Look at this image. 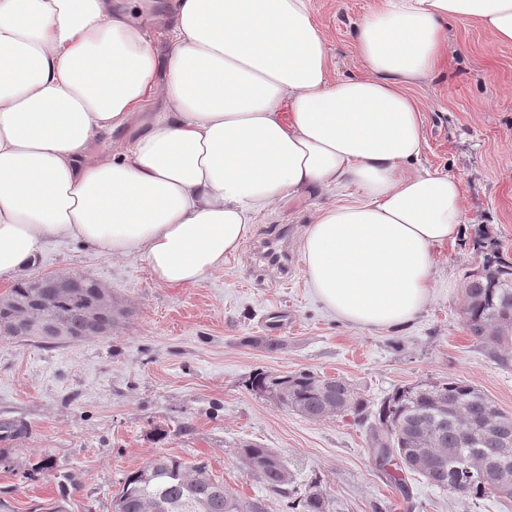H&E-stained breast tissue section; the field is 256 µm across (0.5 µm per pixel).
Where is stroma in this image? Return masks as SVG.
Segmentation results:
<instances>
[{
  "instance_id": "obj_1",
  "label": "stroma",
  "mask_w": 512,
  "mask_h": 512,
  "mask_svg": "<svg viewBox=\"0 0 512 512\" xmlns=\"http://www.w3.org/2000/svg\"><path fill=\"white\" fill-rule=\"evenodd\" d=\"M171 0L131 6L159 54L170 49L164 16ZM375 0H310L323 25L330 77L364 75L356 28ZM448 65L412 86L424 105L417 168L457 177L471 233L485 230L512 257V45H497L475 24L448 26ZM331 187L284 197L256 214V239L288 224L301 237L318 209L353 200ZM443 288L407 329L358 328L327 312L301 263L288 276L241 246L222 270L180 288L157 283L145 261L97 253L76 241L51 246L21 276L76 273L109 288L126 315L111 334L45 345L0 336V512H112L124 476L153 456L202 460L242 504L289 512L288 502L318 483L327 512H512V499L461 498L408 476V495L379 470L367 426L342 416L301 417L246 386L264 370L341 377L371 403L396 388L448 376L478 386L512 413V360H493L462 314L465 275L480 262L469 238L436 250ZM288 307V329L267 331L265 314ZM277 349L268 350L267 341ZM251 442L280 453L287 494L245 473L237 455ZM51 469H43V460Z\"/></svg>"
}]
</instances>
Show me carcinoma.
<instances>
[{"instance_id":"obj_1","label":"carcinoma","mask_w":512,"mask_h":512,"mask_svg":"<svg viewBox=\"0 0 512 512\" xmlns=\"http://www.w3.org/2000/svg\"><path fill=\"white\" fill-rule=\"evenodd\" d=\"M474 248L482 262L465 274L466 327L492 359L504 363L512 349V258L482 234ZM98 285L90 276L73 281L66 274L56 275L46 288L20 280L0 300V322L19 323L26 311L34 310L63 331L61 336L42 335L41 342L81 341L92 334L89 319L101 300ZM42 294L52 302L44 310L37 306ZM246 386L307 419H373L370 439L376 464L397 484L405 471L468 498H512V414L464 379L450 376L398 387L375 407L346 379L306 371L274 375L256 370ZM238 454L248 473L270 490L286 493L290 472L281 454L255 443L242 445ZM296 508L326 512L325 500L316 491L292 503L290 509ZM112 512H243V506L212 477L207 463L188 465L176 456L158 455L124 477Z\"/></svg>"}]
</instances>
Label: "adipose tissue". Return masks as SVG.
<instances>
[{
    "label": "adipose tissue",
    "mask_w": 512,
    "mask_h": 512,
    "mask_svg": "<svg viewBox=\"0 0 512 512\" xmlns=\"http://www.w3.org/2000/svg\"><path fill=\"white\" fill-rule=\"evenodd\" d=\"M451 21L512 45V0H379L356 31L366 76L334 81L310 0H175L164 62L119 0H0V277L77 239L193 285L254 215L341 185L356 200L301 236L306 281L344 322L405 328L440 286L435 249L466 232L459 180L412 168L406 91L441 65Z\"/></svg>",
    "instance_id": "obj_1"
}]
</instances>
